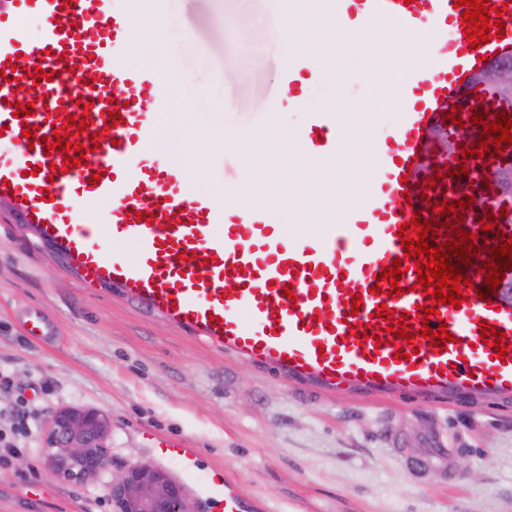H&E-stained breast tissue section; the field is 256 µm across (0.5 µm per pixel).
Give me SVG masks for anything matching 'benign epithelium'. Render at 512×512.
Masks as SVG:
<instances>
[{
	"label": "benign epithelium",
	"instance_id": "1",
	"mask_svg": "<svg viewBox=\"0 0 512 512\" xmlns=\"http://www.w3.org/2000/svg\"><path fill=\"white\" fill-rule=\"evenodd\" d=\"M110 421L87 407H63L50 417L44 432V463L57 478L87 483L111 476L113 512H196L185 488L165 471L138 463L112 472L108 439Z\"/></svg>",
	"mask_w": 512,
	"mask_h": 512
}]
</instances>
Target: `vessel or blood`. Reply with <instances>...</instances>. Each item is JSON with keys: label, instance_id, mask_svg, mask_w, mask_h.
<instances>
[{"label": "vessel or blood", "instance_id": "obj_1", "mask_svg": "<svg viewBox=\"0 0 512 512\" xmlns=\"http://www.w3.org/2000/svg\"><path fill=\"white\" fill-rule=\"evenodd\" d=\"M153 0H0V201L85 280L117 288L148 312L163 317L209 347L250 364L325 389H356L414 399L462 395L512 397V303L501 294L478 298L486 289L485 265L497 238H512L511 224L482 230L473 209H463L461 226L474 235L479 252L462 274L471 279L461 307L438 304L439 318L421 321L426 297L417 289L414 258L405 256L399 232L413 216L430 221L433 203L462 200L482 188L501 157H466L467 176L429 188L422 174L428 141L447 133L452 105L469 99L462 112L469 145L482 141L483 124L473 113H508L512 104L495 99L490 85L471 82L488 61L512 53V0H490L502 8L503 38L473 47L464 35L463 9L454 0H341L345 24L387 20L404 30L430 26L439 63L432 78L407 83L413 100L402 124L381 143L361 204L344 223L317 225L310 238L289 240L270 223L264 206L246 212L194 193V177L178 165L153 160L156 122L168 108V85L152 70L131 64L134 19ZM36 16L39 37L20 20ZM28 87L34 112L14 114L17 86ZM120 115L113 123L112 115ZM84 119L88 130L68 133L67 118ZM30 137H23V129ZM336 114L313 113L300 137L309 150L336 148ZM68 133L88 145L80 165L64 167L62 155L46 154L44 139ZM98 148H91V134ZM111 198L103 209L97 202ZM112 227V249L90 242L94 225ZM400 260L406 271L401 293L375 291L382 269ZM292 297H285V290ZM358 311H351L352 299ZM387 306L392 318H407L417 352L399 356L403 340L375 316ZM504 332L505 357L481 340L482 324ZM446 325L452 342L434 351L422 328ZM193 473L195 454L183 444L156 448ZM451 449L401 456L406 477L422 483L428 470L447 482ZM199 497L220 512H252L223 470L199 484Z\"/></svg>", "mask_w": 512, "mask_h": 512}]
</instances>
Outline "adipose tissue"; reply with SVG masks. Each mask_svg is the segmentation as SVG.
Returning a JSON list of instances; mask_svg holds the SVG:
<instances>
[{"mask_svg": "<svg viewBox=\"0 0 512 512\" xmlns=\"http://www.w3.org/2000/svg\"><path fill=\"white\" fill-rule=\"evenodd\" d=\"M340 0H283L281 34L289 51L306 53L321 42L367 50L356 71L370 89L393 86L402 76L426 80L438 64L429 49L427 28L401 31L385 21L347 26L341 21ZM384 35L386 47L373 48L375 35Z\"/></svg>", "mask_w": 512, "mask_h": 512, "instance_id": "adipose-tissue-1", "label": "adipose tissue"}]
</instances>
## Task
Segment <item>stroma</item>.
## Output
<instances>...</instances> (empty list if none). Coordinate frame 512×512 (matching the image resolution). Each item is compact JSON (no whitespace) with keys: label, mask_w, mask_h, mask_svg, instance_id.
<instances>
[{"label":"stroma","mask_w":512,"mask_h":512,"mask_svg":"<svg viewBox=\"0 0 512 512\" xmlns=\"http://www.w3.org/2000/svg\"><path fill=\"white\" fill-rule=\"evenodd\" d=\"M166 62L177 79L156 127L155 148L181 155L180 113L221 142L205 156L204 194L244 177L236 142L266 132L271 113L295 129L331 109L337 92L397 115L352 74L336 78L328 47L307 59L314 75L307 110L281 99L278 76L292 64L280 39L281 0H161ZM54 327L50 339L24 332L28 312ZM0 414L29 399L39 409L20 453L0 464V512H112L109 475L84 483L53 477L43 433L53 411L89 407L111 421L113 470L158 463L187 489L223 469L262 512H512V399L464 396L414 401L351 389L329 392L212 349L124 301L109 286H85L29 225L0 208ZM455 448L446 484L429 472L410 482L397 456L425 455L435 437ZM193 448L197 468L156 462L158 439Z\"/></svg>","instance_id":"35a3bbf8"}]
</instances>
